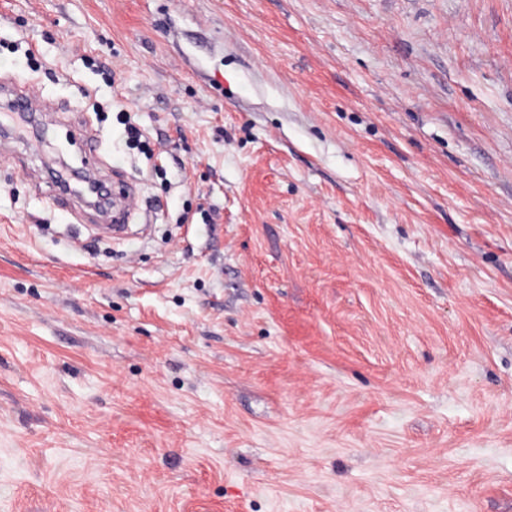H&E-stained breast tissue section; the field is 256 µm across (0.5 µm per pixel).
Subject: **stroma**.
<instances>
[{"label": "stroma", "mask_w": 512, "mask_h": 512, "mask_svg": "<svg viewBox=\"0 0 512 512\" xmlns=\"http://www.w3.org/2000/svg\"><path fill=\"white\" fill-rule=\"evenodd\" d=\"M0 82V512H512V0H0ZM116 120L120 125H123V134L125 136L126 144L130 148H138L142 150L143 134L142 131L132 122L131 113L120 109L116 115Z\"/></svg>", "instance_id": "1"}]
</instances>
